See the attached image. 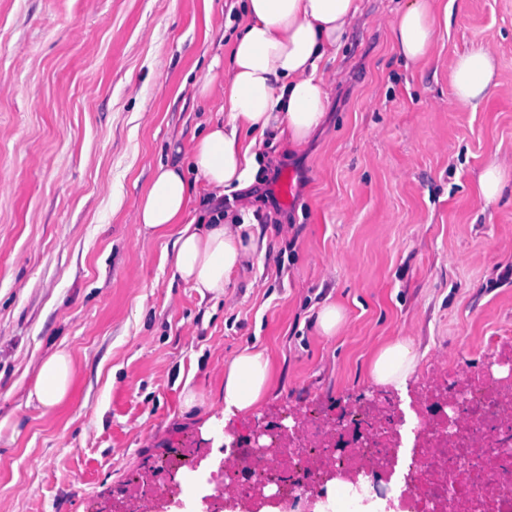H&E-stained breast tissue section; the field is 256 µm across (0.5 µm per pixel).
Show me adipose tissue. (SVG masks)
Wrapping results in <instances>:
<instances>
[{
	"mask_svg": "<svg viewBox=\"0 0 512 512\" xmlns=\"http://www.w3.org/2000/svg\"><path fill=\"white\" fill-rule=\"evenodd\" d=\"M246 23L236 34L227 75L211 74L202 93L220 92L227 119L210 125L193 144L197 179L218 193L242 191L257 181L264 156L260 140L279 130L296 146L307 144L322 124L329 104L324 64L335 58L357 19L358 0H242ZM440 23L433 0H410L395 17L393 43L405 65L429 55ZM456 103L472 106L496 85L495 54L481 46L462 55L451 73ZM193 196L185 171L159 166L136 208L145 232L173 236L175 275L200 296L221 299L236 272L263 255L251 208L238 214H211L209 222L187 217ZM416 367L410 339L401 338L375 355L373 384L407 389ZM67 351L53 350L41 362L28 392L29 402L50 412L67 398L73 384ZM272 380L268 356L243 351L224 368V404L202 425L205 436L225 433L234 420L255 414L265 403Z\"/></svg>",
	"mask_w": 512,
	"mask_h": 512,
	"instance_id": "ef3b65f1",
	"label": "adipose tissue"
}]
</instances>
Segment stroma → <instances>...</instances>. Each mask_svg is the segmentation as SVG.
I'll use <instances>...</instances> for the list:
<instances>
[{
  "label": "stroma",
  "instance_id": "stroma-1",
  "mask_svg": "<svg viewBox=\"0 0 512 512\" xmlns=\"http://www.w3.org/2000/svg\"><path fill=\"white\" fill-rule=\"evenodd\" d=\"M407 2L359 0L309 144L266 135L240 196L267 251L216 301L175 277L172 238L135 211L156 169L188 166L224 118L199 87L211 62L229 67L239 0H0V512H106L167 449L206 447L224 366L247 348L273 379L244 437L286 407L383 394L369 368L395 339L414 343L411 397L440 371L487 370L492 338L512 343V194L478 189L489 162L512 163V0H447L418 67L391 38ZM485 45L498 85L458 106L453 64ZM329 304L345 312L332 337L317 326ZM57 348L74 382L47 413L27 396ZM187 387L203 396L189 411Z\"/></svg>",
  "mask_w": 512,
  "mask_h": 512
}]
</instances>
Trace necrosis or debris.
<instances>
[{"instance_id":"4bbe7bcc","label":"necrosis or debris","mask_w":512,"mask_h":512,"mask_svg":"<svg viewBox=\"0 0 512 512\" xmlns=\"http://www.w3.org/2000/svg\"><path fill=\"white\" fill-rule=\"evenodd\" d=\"M442 378L449 394L435 390L405 408L391 398L359 412V442L334 459L323 447L332 425L309 415L296 433L251 448L235 436L217 453L196 448L162 466L201 474L206 512H217L228 486L255 502L272 492L297 504L332 478L357 495L381 489L398 496L401 512H478L476 501L487 495L497 502L495 512H512V372L496 378L446 371ZM186 490L184 481L133 480L111 512H131L140 500L163 512Z\"/></svg>"}]
</instances>
